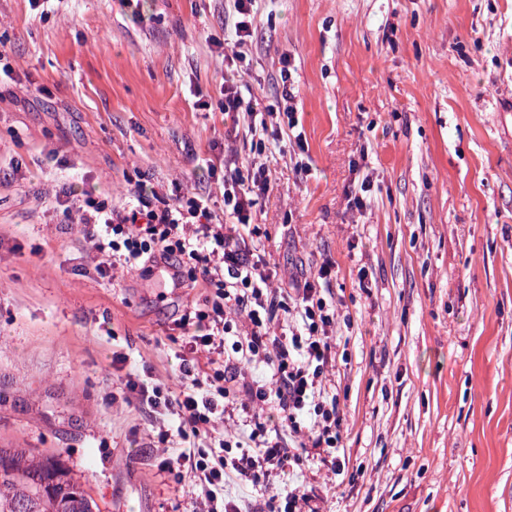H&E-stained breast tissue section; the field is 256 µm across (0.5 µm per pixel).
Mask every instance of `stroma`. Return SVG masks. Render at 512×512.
<instances>
[{
    "label": "stroma",
    "instance_id": "35a3bbf8",
    "mask_svg": "<svg viewBox=\"0 0 512 512\" xmlns=\"http://www.w3.org/2000/svg\"><path fill=\"white\" fill-rule=\"evenodd\" d=\"M237 19L232 0H0V446L63 450L102 512H192L157 468L171 416L125 383L178 391L175 322L204 291L162 262L100 275L58 197L218 203L261 164L276 287L335 265L345 466L304 471L320 512H512V0H256L239 47ZM228 69L281 149L225 124Z\"/></svg>",
    "mask_w": 512,
    "mask_h": 512
}]
</instances>
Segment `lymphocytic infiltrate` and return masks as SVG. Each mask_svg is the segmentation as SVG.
I'll list each match as a JSON object with an SVG mask.
<instances>
[{
    "label": "lymphocytic infiltrate",
    "instance_id": "1",
    "mask_svg": "<svg viewBox=\"0 0 512 512\" xmlns=\"http://www.w3.org/2000/svg\"><path fill=\"white\" fill-rule=\"evenodd\" d=\"M224 117L232 127L246 125L258 145H265V114L232 76L224 80ZM266 188L261 171L248 185L236 176L225 178L220 212L204 194L153 201L141 186L128 208L89 196L61 201L76 210L93 241L99 274L163 261L175 277L204 290L177 321L185 336L177 354L179 394L150 377L131 385L143 404L174 417V426L158 434L164 445L215 430L230 410L248 417L249 434L222 433L214 448H185L160 458L159 471L198 489L200 512H241L227 491L234 483L263 488V512H298L311 501L308 486L286 485L284 476L313 459L335 473L341 467L342 418L330 378L336 326V302L327 287L332 266H320L294 291L272 287L273 274L254 245L258 229L250 224L251 194ZM228 216L236 226L225 224ZM272 408L297 446L286 447L281 433L269 429L265 412Z\"/></svg>",
    "mask_w": 512,
    "mask_h": 512
}]
</instances>
